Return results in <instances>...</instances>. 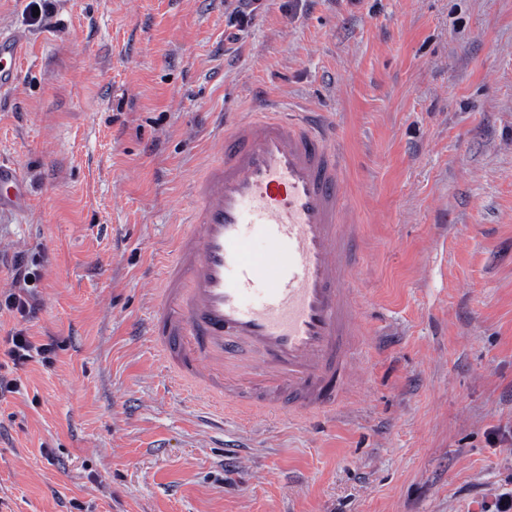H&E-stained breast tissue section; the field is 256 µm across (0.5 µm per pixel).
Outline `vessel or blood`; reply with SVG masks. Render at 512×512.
<instances>
[{"instance_id": "vessel-or-blood-1", "label": "vessel or blood", "mask_w": 512, "mask_h": 512, "mask_svg": "<svg viewBox=\"0 0 512 512\" xmlns=\"http://www.w3.org/2000/svg\"><path fill=\"white\" fill-rule=\"evenodd\" d=\"M21 35L0 31V94ZM194 207L146 325L175 382L216 414L328 413L350 391L361 309L350 276L359 226L336 132L276 107L224 127V153L192 183ZM0 165V207L21 208Z\"/></svg>"}]
</instances>
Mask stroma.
I'll return each mask as SVG.
<instances>
[{
	"label": "stroma",
	"mask_w": 512,
	"mask_h": 512,
	"mask_svg": "<svg viewBox=\"0 0 512 512\" xmlns=\"http://www.w3.org/2000/svg\"><path fill=\"white\" fill-rule=\"evenodd\" d=\"M0 0V299L23 254L53 343L0 401V512H481L512 473V0ZM326 113L361 225L363 345L335 413L216 420L144 324L218 152L214 115ZM235 2L232 11L229 13L227 27L242 31L254 18L264 9L263 0H233ZM24 39L21 35L0 31V95L12 93L16 87V77L12 64L22 55ZM24 200L25 192L17 170L0 165V210L3 206L19 209Z\"/></svg>",
	"instance_id": "stroma-1"
}]
</instances>
